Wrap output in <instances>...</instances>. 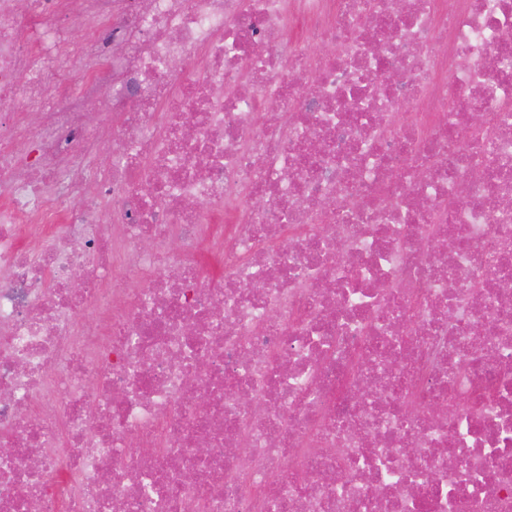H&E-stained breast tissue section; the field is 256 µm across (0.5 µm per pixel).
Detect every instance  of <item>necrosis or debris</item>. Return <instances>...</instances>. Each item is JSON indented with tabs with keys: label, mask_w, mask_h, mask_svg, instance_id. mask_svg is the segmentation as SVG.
Wrapping results in <instances>:
<instances>
[{
	"label": "necrosis or debris",
	"mask_w": 512,
	"mask_h": 512,
	"mask_svg": "<svg viewBox=\"0 0 512 512\" xmlns=\"http://www.w3.org/2000/svg\"><path fill=\"white\" fill-rule=\"evenodd\" d=\"M0 512H512V0H0Z\"/></svg>",
	"instance_id": "4bbe7bcc"
}]
</instances>
